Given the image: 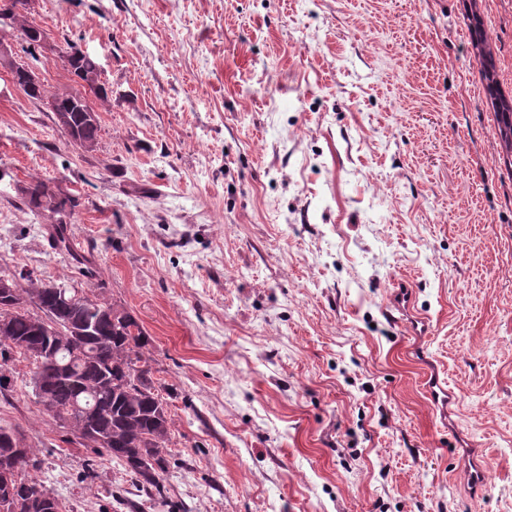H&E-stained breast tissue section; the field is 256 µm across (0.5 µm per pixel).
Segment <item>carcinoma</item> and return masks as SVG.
Returning a JSON list of instances; mask_svg holds the SVG:
<instances>
[{"instance_id":"cac0c4a2","label":"carcinoma","mask_w":512,"mask_h":512,"mask_svg":"<svg viewBox=\"0 0 512 512\" xmlns=\"http://www.w3.org/2000/svg\"><path fill=\"white\" fill-rule=\"evenodd\" d=\"M66 70L75 77H99V63L78 44H68L63 55ZM55 101V124L70 137L71 143L94 146L100 125L84 106L65 93L50 96ZM494 117L501 125V139L512 149V115L497 110ZM20 194L34 219L52 221L55 249L67 259L86 266L93 275L89 259L78 251L66 234L67 220L72 218L77 200L57 188L51 181L36 179L20 188ZM23 287L13 282L9 297L25 303L51 321L57 329L46 341L37 327L39 316L24 309L11 319L9 332L0 337V357L30 365L28 384L47 414L73 436L88 425L112 437L106 452L122 462L125 470L136 476L137 485L149 500L167 512H186L167 495L161 474L167 470L164 449L171 439L173 419L158 394V379L144 358L146 334L136 319L114 304L97 309L92 290L59 288L57 283L24 275ZM88 407L92 419L83 416L80 407ZM20 454L21 466L38 467L35 445L25 441L12 450L0 446V457L8 452ZM19 497H48L61 512L58 499L42 483L25 471L12 481Z\"/></svg>"}]
</instances>
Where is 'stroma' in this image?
I'll list each match as a JSON object with an SVG mask.
<instances>
[{
  "label": "stroma",
  "instance_id": "1",
  "mask_svg": "<svg viewBox=\"0 0 512 512\" xmlns=\"http://www.w3.org/2000/svg\"><path fill=\"white\" fill-rule=\"evenodd\" d=\"M477 7L512 86V0ZM34 18L46 94L74 87L73 40L112 95L83 151L0 76V272L86 286L18 189L77 199L67 232L162 382L172 499L512 512V151L465 0H38ZM1 423L62 512H156L8 365Z\"/></svg>",
  "mask_w": 512,
  "mask_h": 512
}]
</instances>
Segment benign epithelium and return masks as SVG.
Wrapping results in <instances>:
<instances>
[{
    "label": "benign epithelium",
    "mask_w": 512,
    "mask_h": 512,
    "mask_svg": "<svg viewBox=\"0 0 512 512\" xmlns=\"http://www.w3.org/2000/svg\"><path fill=\"white\" fill-rule=\"evenodd\" d=\"M34 5L35 0H27L17 9L8 5L0 12V66L7 69L10 85L23 92L37 86L41 82L40 75L34 65L13 60L11 42L5 38L4 32L8 28L20 33L41 30L32 18ZM48 506L49 503L43 500L23 499L8 493L0 497V512H42Z\"/></svg>",
    "instance_id": "7a95c632"
}]
</instances>
